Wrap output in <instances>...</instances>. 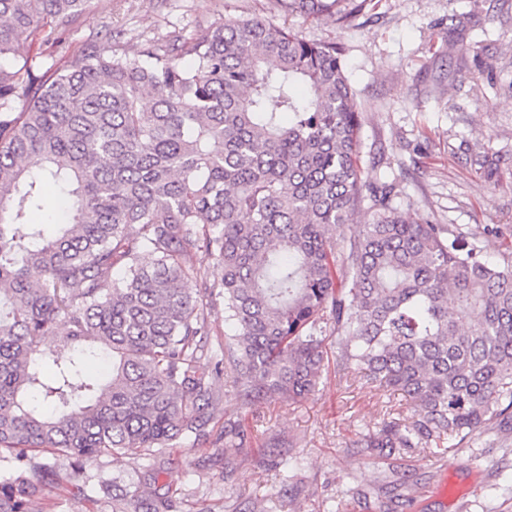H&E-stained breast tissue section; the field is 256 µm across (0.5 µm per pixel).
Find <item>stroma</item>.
<instances>
[{
    "label": "stroma",
    "mask_w": 512,
    "mask_h": 512,
    "mask_svg": "<svg viewBox=\"0 0 512 512\" xmlns=\"http://www.w3.org/2000/svg\"><path fill=\"white\" fill-rule=\"evenodd\" d=\"M270 0H89L59 39L36 32L17 46L40 68L65 67L90 33L123 31L128 56L146 39L190 32L223 18L266 15ZM462 22L460 35L448 29ZM313 42L345 50L346 75L362 109L360 157L372 182L396 184L395 206L420 222L451 224L491 260L512 250V0H374L352 25L286 17ZM490 144L505 160L484 180L448 146ZM230 363L214 376L219 399L204 438L168 449L158 483L180 512H512V435L432 456L387 458L361 447L385 420L407 418L400 394L326 369L315 392L243 401ZM240 424L241 448L224 445ZM147 455L101 456L85 467V491L55 489L40 512H112L99 485L135 489Z\"/></svg>",
    "instance_id": "stroma-1"
}]
</instances>
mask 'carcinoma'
Wrapping results in <instances>:
<instances>
[{
    "mask_svg": "<svg viewBox=\"0 0 512 512\" xmlns=\"http://www.w3.org/2000/svg\"><path fill=\"white\" fill-rule=\"evenodd\" d=\"M87 2L0 0V512L82 492L100 456L205 436L216 289L251 404L315 391L331 323L338 373L414 405L372 451L444 454L511 433L512 259L464 248L451 226L399 211L394 184L365 180L341 48L253 16L133 59L93 39L62 69L14 57ZM368 2L273 6L344 27ZM471 163L491 179L500 156L488 146ZM364 206L370 222L347 235ZM35 450L69 473L30 463ZM102 490L112 512L176 508L167 493Z\"/></svg>",
    "mask_w": 512,
    "mask_h": 512,
    "instance_id": "1",
    "label": "carcinoma"
}]
</instances>
